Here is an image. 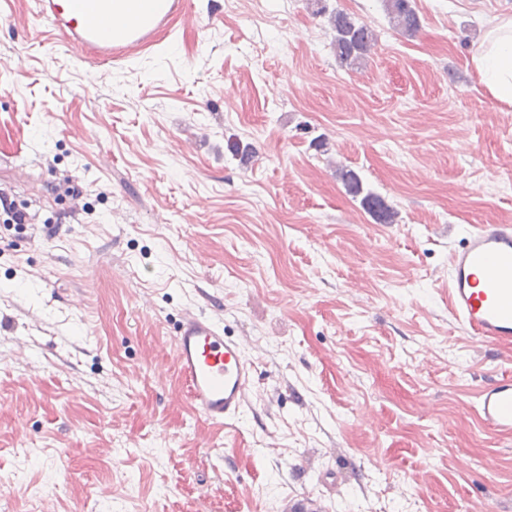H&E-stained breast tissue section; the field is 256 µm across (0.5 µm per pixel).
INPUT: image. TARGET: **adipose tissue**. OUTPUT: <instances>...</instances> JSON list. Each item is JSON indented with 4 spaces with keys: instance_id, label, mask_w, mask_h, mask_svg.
<instances>
[{
    "instance_id": "adipose-tissue-1",
    "label": "adipose tissue",
    "mask_w": 512,
    "mask_h": 512,
    "mask_svg": "<svg viewBox=\"0 0 512 512\" xmlns=\"http://www.w3.org/2000/svg\"><path fill=\"white\" fill-rule=\"evenodd\" d=\"M471 62L492 98L512 104V17L495 19Z\"/></svg>"
}]
</instances>
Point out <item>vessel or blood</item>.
Listing matches in <instances>:
<instances>
[{"label": "vessel or blood", "mask_w": 512, "mask_h": 512, "mask_svg": "<svg viewBox=\"0 0 512 512\" xmlns=\"http://www.w3.org/2000/svg\"><path fill=\"white\" fill-rule=\"evenodd\" d=\"M32 17L60 35L81 61L108 65L153 43L170 18L185 15L187 0H153L142 7L129 0L126 18L112 14V0H34ZM448 309L472 335L512 344V225L477 227L450 256ZM177 372L193 412L221 426L243 409L252 385V366L238 340L221 323L187 313L172 339ZM481 424L512 438V377L478 393Z\"/></svg>", "instance_id": "1"}]
</instances>
